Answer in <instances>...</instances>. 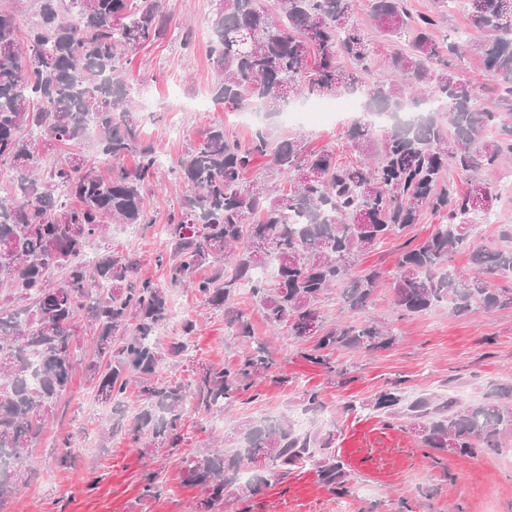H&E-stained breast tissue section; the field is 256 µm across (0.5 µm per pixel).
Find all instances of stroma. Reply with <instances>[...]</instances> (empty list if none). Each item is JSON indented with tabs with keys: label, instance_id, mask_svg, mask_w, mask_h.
<instances>
[{
	"label": "stroma",
	"instance_id": "stroma-1",
	"mask_svg": "<svg viewBox=\"0 0 512 512\" xmlns=\"http://www.w3.org/2000/svg\"><path fill=\"white\" fill-rule=\"evenodd\" d=\"M162 7L170 17L165 35L129 55L126 71L151 102L147 109L135 104V131L156 155L167 158V166L160 169L166 180L143 193L148 223L129 233L111 225L104 244L91 247L95 253L105 245L133 252L141 276L159 284L166 283L167 272L157 263L165 250L157 227L190 192L184 182L170 176L169 164L201 142L213 123L223 122L225 134L242 142L252 134L212 94L211 0H162ZM350 127L346 118L317 127L279 125L273 137L280 140L300 132L310 149H332L339 162L352 163L358 156L346 146ZM177 296L184 317L197 319V332L186 356L163 361L160 378L186 382L202 367L244 354V346L229 333L223 312L208 308L193 292L181 289ZM238 307L253 335L266 341L279 360L286 384L257 380L252 399L235 403L226 418L187 415L184 441L177 451L162 449L144 456L123 433H110L111 405L95 400L85 372L76 369L52 426L31 450L35 473L20 482L0 512H198L201 490L184 485L180 477L185 453L206 439L229 437V420L299 414L303 393L312 388L320 390L324 411L336 419V452L350 473L349 495L332 494L310 467L256 495L227 502L224 512H400L404 499L412 512H512V439L496 454L449 456L446 469L440 470L431 466L425 448L399 422L370 410H340L347 401L374 399L396 380L410 393L456 394L462 408L507 400L512 395V309L463 318L441 306L401 319L392 309L388 289H379L371 310L394 327L397 343L373 355L336 352L337 362L351 369L340 384L293 353L287 334L270 332L248 291H241ZM66 450L72 454L68 465L60 462ZM152 475L159 489L149 499L143 497L142 486ZM433 486L438 494L425 496V489Z\"/></svg>",
	"mask_w": 512,
	"mask_h": 512
}]
</instances>
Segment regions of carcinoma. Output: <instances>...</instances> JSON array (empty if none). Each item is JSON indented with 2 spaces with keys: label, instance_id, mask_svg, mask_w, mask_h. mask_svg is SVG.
Returning a JSON list of instances; mask_svg holds the SVG:
<instances>
[{
  "label": "carcinoma",
  "instance_id": "carcinoma-1",
  "mask_svg": "<svg viewBox=\"0 0 512 512\" xmlns=\"http://www.w3.org/2000/svg\"><path fill=\"white\" fill-rule=\"evenodd\" d=\"M373 20L386 39H406L412 53L390 54L378 64V46L355 21L358 0H215L210 59L215 99L240 111L259 103L278 112L292 98L365 95L368 112L413 108L418 119L390 128L379 144L373 127L348 130L355 164H342L331 149L307 150L304 138L273 141L260 130L246 143L213 125L203 141L178 159L172 172L191 195L164 225L167 284L139 276L132 255L105 249L88 264L83 256L105 239L109 224H146L143 190L157 177L151 147L138 142L131 116V85L124 58L157 42L168 23L161 0H36L34 20L21 30L18 14L0 9V171L13 174L0 191V504L18 490L27 451L54 417L78 363L76 338L92 336L84 365L95 398L115 408V423L134 385L143 406L128 430L139 454L177 448L184 417L194 409L222 416L260 378L280 384L264 342L232 309L250 290L274 330L288 332L296 354L331 379L349 374L333 354L385 351L397 342L389 325L367 316L354 323L329 321L319 311L329 290L344 312L367 311L387 284L394 309L405 317L443 303L456 316L512 308V288L492 284L512 276V225H499L497 244H472L478 222H488L498 194L485 172L512 156V0H466L476 40L439 38L440 13L414 12L408 0H370ZM483 58L499 87L495 105L475 108L476 86L449 58ZM350 60L355 73L342 70ZM94 124L98 169L77 151ZM497 130L489 138L487 131ZM134 167L124 165L126 156ZM266 159L270 178L251 180ZM455 170L466 183L457 191L445 179ZM289 183L284 187L276 182ZM441 216L434 231L406 241L390 275L359 258L385 239ZM470 250L469 266L451 264ZM276 261L274 276L254 280ZM212 267L207 277L199 276ZM61 272L63 283L52 277ZM189 288L213 309L224 310L248 352L236 362L202 369L189 382L156 378L169 357L188 350L197 320L181 325V340L164 349L147 338L169 319L170 290ZM370 408L403 420L437 467L448 444L460 456L496 454L512 433V404L489 401L466 409L448 395H409L401 382L380 392ZM224 451L198 448L182 459V482L202 490L207 512L237 496L246 463L264 461L246 483L249 494L285 482L308 466L331 492H350L349 474L336 455V429L300 434L286 417L252 419L232 428Z\"/></svg>",
  "mask_w": 512,
  "mask_h": 512
}]
</instances>
